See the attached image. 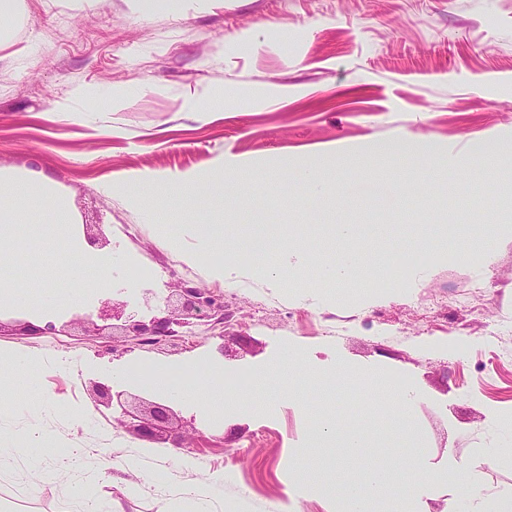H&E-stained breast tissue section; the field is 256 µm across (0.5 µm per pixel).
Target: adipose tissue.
<instances>
[{
	"label": "adipose tissue",
	"mask_w": 512,
	"mask_h": 512,
	"mask_svg": "<svg viewBox=\"0 0 512 512\" xmlns=\"http://www.w3.org/2000/svg\"><path fill=\"white\" fill-rule=\"evenodd\" d=\"M228 174L223 163H216L208 178L194 172L173 175H143L128 182L124 194L129 203L136 204L149 195H164L170 201L184 206L201 208L205 199L201 194L202 181L223 185ZM113 379L129 383H146L150 391L164 398H175L187 404H202L224 392V375L219 371H207L197 390L178 387L170 372L154 371L149 377H141L125 367L112 369ZM316 440L341 439L343 454L340 458H317L295 467L293 483L302 492L310 493L326 485H336L342 492L341 512H375L378 503L393 502L394 512H420V504L426 494L425 483L417 472L402 475L382 463L371 464L364 477L349 473L352 461L363 457L364 441L360 434L348 431L338 434L334 423L322 420L312 430ZM80 449L59 441L52 433L29 431L16 436L11 443L0 446V464L7 460L23 459L29 472V486L37 490L51 483H64L69 487L71 499L80 506H93L94 512H113L111 502L99 495L98 477L82 481L70 480L69 474L80 458ZM458 485L461 496L457 512H512V495H500L492 499L478 500L475 481L466 467L456 460H448L431 470L428 481Z\"/></svg>",
	"instance_id": "obj_1"
}]
</instances>
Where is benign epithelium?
Masks as SVG:
<instances>
[{
	"label": "benign epithelium",
	"instance_id": "benign-epithelium-1",
	"mask_svg": "<svg viewBox=\"0 0 512 512\" xmlns=\"http://www.w3.org/2000/svg\"><path fill=\"white\" fill-rule=\"evenodd\" d=\"M178 296L179 304L163 317L138 320L134 314H124L121 304L106 300L100 309V318L106 322L125 320L124 329L128 331L127 347L123 348L125 352L140 346L178 341L194 334L193 327L198 323L213 329L224 324V302L213 291L206 288H180ZM174 415L171 406L152 402L148 415L137 425L136 434L142 439L152 440Z\"/></svg>",
	"mask_w": 512,
	"mask_h": 512
}]
</instances>
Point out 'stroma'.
<instances>
[{"mask_svg": "<svg viewBox=\"0 0 512 512\" xmlns=\"http://www.w3.org/2000/svg\"><path fill=\"white\" fill-rule=\"evenodd\" d=\"M77 85L112 96L71 98ZM63 99L65 111L56 107ZM202 99L209 109L192 111ZM389 139L427 142L434 153L401 166L379 149ZM483 144L512 153V0H159L147 12L136 0H20L0 20V168L52 178L83 235L105 233L113 262L134 278L122 295L129 310L163 314L182 281L223 297L225 320L223 336L200 332L115 358L97 336L107 291L85 299L59 335H24L16 314H0V348L28 355L56 399L42 406L36 390L18 392L11 376L0 377V442L40 426L84 448L80 475L109 468L99 492L117 512H180L183 489L217 474L224 482L211 512H280L291 467L343 452L340 442L310 436L327 416L362 434L357 476L389 448L400 465L419 441L428 451L420 473L452 456L475 474L481 498L512 492L504 450L512 441V218L489 253L464 254L482 212L451 181L466 171L497 204L512 165L491 178L465 165ZM337 148L342 179L323 196L302 197L295 172ZM219 159L258 174L255 194L233 204L215 195L200 212L162 200L134 206L121 192L137 173L205 174ZM410 168L433 175L419 183L407 178ZM253 208L267 215L270 244L246 266L273 263L285 243L333 262L362 244L363 278L230 287L212 281L207 259L184 260L198 224L223 225L225 248L244 244L252 227L238 217ZM344 224L354 239L337 238ZM143 267L153 276L137 278ZM397 267L392 290L380 287ZM289 348L303 357L331 349L347 364L375 366V376L280 373L245 425L232 423L219 398L175 402L172 433L190 448L188 470L171 442L119 424L122 410L147 397L143 386L114 382L121 402L113 406L91 396L112 367H164L179 381L216 360L225 382L245 392L252 368ZM90 361L99 371L85 370ZM389 378L420 393L407 422L383 395ZM83 404L94 411L89 423L61 421L62 408ZM497 447L504 455L488 465L485 451ZM141 452L146 467L173 478L162 493L129 498L120 466ZM26 474L20 462L0 472V512H59L65 487L25 496Z\"/></svg>", "mask_w": 512, "mask_h": 512, "instance_id": "35a3bbf8", "label": "stroma"}]
</instances>
